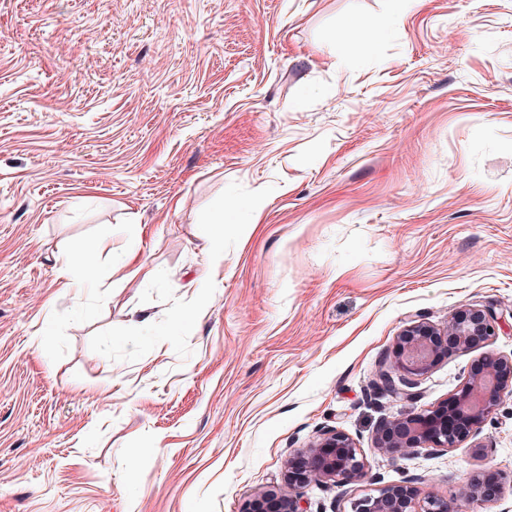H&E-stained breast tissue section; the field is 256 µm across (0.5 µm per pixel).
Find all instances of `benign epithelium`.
<instances>
[{
	"mask_svg": "<svg viewBox=\"0 0 512 512\" xmlns=\"http://www.w3.org/2000/svg\"><path fill=\"white\" fill-rule=\"evenodd\" d=\"M495 312L472 304L458 310L442 328L414 321L396 336L391 369L380 375L376 390L393 399L417 398V381L438 363L457 353L468 352L497 335ZM512 396V356L488 353L477 360L474 370L451 402L400 413L380 424L375 448L395 456L406 448H456L474 439L492 415ZM305 467L286 462L288 486H306L313 481L334 487L358 484L369 475L366 456L350 435L338 429L319 434L300 453ZM242 512H306L301 494L267 490L258 493ZM351 512H460L455 499L421 494L417 479L387 485L375 494H365L351 503Z\"/></svg>",
	"mask_w": 512,
	"mask_h": 512,
	"instance_id": "7a95c632",
	"label": "benign epithelium"
}]
</instances>
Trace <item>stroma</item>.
<instances>
[{"mask_svg": "<svg viewBox=\"0 0 512 512\" xmlns=\"http://www.w3.org/2000/svg\"><path fill=\"white\" fill-rule=\"evenodd\" d=\"M395 6L0 0V512H242L328 428L371 477L310 483L306 512L407 477L512 512V398L483 453L373 446L407 409L372 385L410 320L499 323L418 408L512 355V0ZM479 471L499 498H471ZM89 249L83 246L75 247L69 263L58 270L57 278L62 288H69L74 272L82 273L87 277L94 275L95 266L88 261Z\"/></svg>", "mask_w": 512, "mask_h": 512, "instance_id": "stroma-1", "label": "stroma"}]
</instances>
